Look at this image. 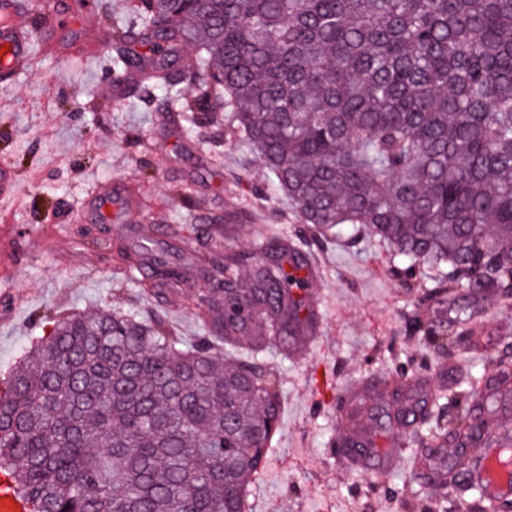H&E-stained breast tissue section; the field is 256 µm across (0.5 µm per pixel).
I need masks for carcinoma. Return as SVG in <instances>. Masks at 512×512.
Returning <instances> with one entry per match:
<instances>
[{
  "mask_svg": "<svg viewBox=\"0 0 512 512\" xmlns=\"http://www.w3.org/2000/svg\"><path fill=\"white\" fill-rule=\"evenodd\" d=\"M134 20L106 27L116 85L159 103L184 136L230 123L288 198L310 240L364 224L404 266L438 276L420 301L436 320L414 333L448 348V291L473 300L512 288V0H132ZM195 55L186 58L182 46ZM303 242L285 235L201 268L207 335L193 343L159 318L115 306L50 318L0 378V475L37 512H246L247 488L265 467L280 416L265 362L277 343L293 357L312 339L317 312L305 299ZM142 247H117L130 279L156 288L181 268ZM247 354L232 364L214 345ZM472 374L455 379L453 411L440 390L410 396L380 431L366 463L395 456L423 486H447L465 512H496L442 449L479 443L497 426L496 394Z\"/></svg>",
  "mask_w": 512,
  "mask_h": 512,
  "instance_id": "cac0c4a2",
  "label": "carcinoma"
}]
</instances>
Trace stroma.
Segmentation results:
<instances>
[{"mask_svg":"<svg viewBox=\"0 0 512 512\" xmlns=\"http://www.w3.org/2000/svg\"><path fill=\"white\" fill-rule=\"evenodd\" d=\"M104 52L39 57L0 95V163L17 197L0 208V374L42 335L45 317L95 313L118 304L162 316L185 341L203 335L196 316L204 251L251 254L279 233L303 236L287 199L261 160L224 134L214 160L207 141L190 140L159 107L111 87ZM172 225L181 241L155 237L186 279L153 297L136 287L111 243L135 249L150 226ZM213 228L194 237L196 225ZM248 232H232V225ZM308 259L320 263L307 295L319 314L311 345L295 360L270 349L280 380V423L268 462L249 485V512H433L440 490L417 486L400 460L361 466L337 457L331 440L374 435L395 404L385 381L423 393L452 387L456 358L435 359L405 325L431 320L392 271L391 251L366 229L343 231ZM468 327L469 371L494 375L512 361V297H489Z\"/></svg>","mask_w":512,"mask_h":512,"instance_id":"35a3bbf8","label":"stroma"}]
</instances>
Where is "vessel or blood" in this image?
<instances>
[{
    "instance_id": "1",
    "label": "vessel or blood",
    "mask_w": 512,
    "mask_h": 512,
    "mask_svg": "<svg viewBox=\"0 0 512 512\" xmlns=\"http://www.w3.org/2000/svg\"><path fill=\"white\" fill-rule=\"evenodd\" d=\"M45 16L52 25L64 22L55 0H0V89L9 88L16 73L36 61L35 38L30 32V16ZM492 445H485L472 457L469 476L489 498L512 497L511 480L491 479L494 457Z\"/></svg>"
}]
</instances>
